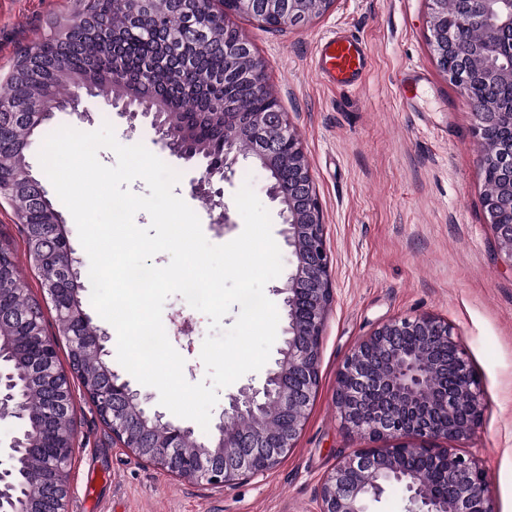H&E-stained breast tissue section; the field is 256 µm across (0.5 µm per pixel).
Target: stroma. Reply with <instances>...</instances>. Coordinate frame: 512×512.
Wrapping results in <instances>:
<instances>
[{"label":"stroma","instance_id":"35a3bbf8","mask_svg":"<svg viewBox=\"0 0 512 512\" xmlns=\"http://www.w3.org/2000/svg\"><path fill=\"white\" fill-rule=\"evenodd\" d=\"M73 0H0V81L21 52L57 29ZM427 0H334L306 26L262 28L248 16L232 22L267 65L270 94L279 99L307 155L324 215L333 303L325 322L319 386L297 445L257 479L224 488L177 479L113 441L74 383L76 449L71 473L72 512H319L323 478L344 455L368 439L344 426L336 407L337 377L357 344L378 324L429 314L460 337L478 378L485 410L476 435L458 443L491 478L496 512H512V268L494 250V232L482 207L484 179L474 138L473 109L436 64L429 41ZM338 31L366 44L363 80L340 88L315 70L321 40ZM420 70L415 97L404 104L398 82ZM111 123L120 144L152 146L150 127L130 126L110 112L76 122L55 113L51 128L91 132ZM269 173L242 159L222 182L219 208L189 199L207 240L237 237L243 226L234 196L251 185L272 221L283 262L291 253L281 234L280 206L266 193ZM227 210L234 225L218 222ZM0 242L11 246L27 291L39 300L43 328L57 336L54 305L27 251L22 226L0 199ZM165 329L188 322L191 341L173 340L188 382L206 378L200 359L209 320L170 296Z\"/></svg>","mask_w":512,"mask_h":512}]
</instances>
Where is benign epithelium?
Masks as SVG:
<instances>
[{"label":"benign epithelium","mask_w":512,"mask_h":512,"mask_svg":"<svg viewBox=\"0 0 512 512\" xmlns=\"http://www.w3.org/2000/svg\"><path fill=\"white\" fill-rule=\"evenodd\" d=\"M214 0H115L127 23L142 29L145 38L156 39L155 22L176 16L189 26L198 42H208L216 29L224 30V57L245 60L243 94L265 97L253 112H224V155L200 177L188 181L193 198L221 194L213 179L224 181L233 173L239 156H249L271 173L267 189L271 200L282 206V235L293 256L282 286L287 325L280 358L269 368L263 384L240 387L229 396L228 407L212 421L206 439L193 428L149 412L150 398L105 371L108 391L86 393L112 438L147 463L179 479L212 487H226L243 478H258L274 468L295 448L310 401L319 383L322 336L333 289L324 237L323 211L305 152L278 100L265 89L267 66L255 54L252 43L230 22L238 14L250 15L269 29L304 25L329 8L334 0H223V9L205 8ZM430 44L436 62L457 57L446 71L448 79L464 88L473 79L488 86L512 83V0H428ZM477 21L478 36L469 52L458 55L460 24ZM179 58L178 82L193 80V69L179 36L163 42L160 59ZM45 70L26 71L33 96L24 115L35 124L67 106L79 111L81 96L65 101L44 97L38 87ZM113 96L106 105L119 114L142 119L155 130V144L178 160L191 163L202 153L175 118L170 103L152 98L141 111L130 110L142 102L146 81L131 75L118 57L112 59ZM482 172L487 178L483 195L486 219L494 231L500 255L512 267V140L494 145L491 136L500 130L512 133V112H503L486 98L472 101ZM35 181L21 182L10 199L16 213L24 215L48 205L45 192L34 190ZM72 265L57 268L53 287L47 289L65 321V337L80 357L101 355L106 336L79 332L88 323L72 301L64 284L72 278ZM23 326L28 320L0 302V350L23 344L17 366L34 364L43 370L48 386L39 422L22 434H13L4 448L9 465L0 468V512H71V469L75 454V427L62 429L73 408L70 378L63 377L57 362V341L42 331L21 336L4 331V322ZM15 375L0 370V426L15 429L25 418L22 402L7 408L14 399ZM336 407L345 426L367 437L372 445L342 457L323 479L319 512H370L386 490L399 485L405 492V512H494L490 479L479 463L456 448H433L430 441L450 443L471 438L484 413L480 384L458 336L447 321L431 315L391 319L377 325L348 356L338 374ZM413 455H424L445 464L442 472L448 487L443 494L424 472L408 468ZM36 457L43 462L40 500L16 491L17 457Z\"/></svg>","instance_id":"obj_1"}]
</instances>
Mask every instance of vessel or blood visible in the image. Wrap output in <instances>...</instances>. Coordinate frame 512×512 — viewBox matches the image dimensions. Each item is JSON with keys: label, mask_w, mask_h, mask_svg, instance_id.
Instances as JSON below:
<instances>
[{"label": "vessel or blood", "mask_w": 512, "mask_h": 512, "mask_svg": "<svg viewBox=\"0 0 512 512\" xmlns=\"http://www.w3.org/2000/svg\"><path fill=\"white\" fill-rule=\"evenodd\" d=\"M316 66L327 82L348 88L358 84L367 71L369 54L360 38L339 32L321 43Z\"/></svg>", "instance_id": "1"}]
</instances>
